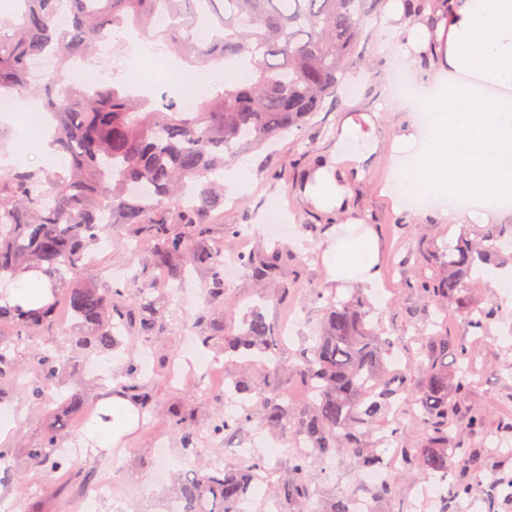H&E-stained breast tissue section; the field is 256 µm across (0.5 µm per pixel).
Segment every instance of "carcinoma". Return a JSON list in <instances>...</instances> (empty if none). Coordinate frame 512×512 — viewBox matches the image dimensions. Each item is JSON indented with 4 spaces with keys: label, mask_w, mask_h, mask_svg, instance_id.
Instances as JSON below:
<instances>
[{
    "label": "carcinoma",
    "mask_w": 512,
    "mask_h": 512,
    "mask_svg": "<svg viewBox=\"0 0 512 512\" xmlns=\"http://www.w3.org/2000/svg\"><path fill=\"white\" fill-rule=\"evenodd\" d=\"M383 0H15V9L0 16V99L32 96L50 117L51 146L67 158L60 170L16 168L0 174V279H16L35 270L55 288L42 307H0L20 335L61 326L58 301L85 325V336L63 343L74 352L102 354L113 349L120 330H134L146 347L167 329L157 306L152 267L165 271V283L181 282L191 266L209 270L206 304H224V263L219 249L205 240L212 212L224 204V164L254 148L299 130L328 100L345 88L346 71L364 61L359 44L365 19ZM173 24L155 27L159 14ZM205 26L211 38L197 43L192 31ZM130 27L168 46L191 66L208 61H235L247 71L243 81L226 82L192 111L174 100L154 106L136 98L124 83L101 81L89 74L81 81L71 71L97 58L102 45ZM49 56L56 71L43 83L29 80L31 62ZM178 202L177 210L165 216ZM110 224H129L138 241L151 248V266L141 271L135 288L102 289L80 279L85 256ZM512 245V225L498 224L481 241H460L443 263V273L407 284L440 314L472 284L477 263ZM238 263L259 282L279 277L288 253L275 243L264 250L237 255ZM499 319L498 308L469 310L467 327L479 330ZM204 347L224 344V352L254 357L264 386L251 388L230 379L246 402L243 410H219L211 418L212 435L232 438L259 419L272 433L301 443L291 455V474L280 487V512H310L315 475L310 460L331 459L344 448L364 469L385 470L397 462L448 477V499L471 496L490 458L467 448L457 420L466 413L465 432L485 431L488 413L463 407L470 389L473 361L464 346L439 331L423 335L416 353L421 381L410 411L426 431L415 448L393 432L391 458L369 439L368 428L389 409L405 401L404 375L390 376L387 366L394 342L373 324L362 301L329 302L314 345L301 351L296 373L313 400L298 406L275 389L282 369L277 352L281 336L259 310L234 332L207 322L197 330ZM70 359L48 351L35 354L36 379L27 387L32 405L49 403ZM10 343L0 339L1 383L14 377ZM118 396L147 409L152 394L140 363L129 360L118 383ZM185 455L196 452L195 429L179 413L168 418ZM60 438L50 428L25 454L26 464L60 472L69 460L58 453ZM265 472L255 454L238 468L209 466L171 478L166 500L185 512H239L254 481Z\"/></svg>",
    "instance_id": "1"
}]
</instances>
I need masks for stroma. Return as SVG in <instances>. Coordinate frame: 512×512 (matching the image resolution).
<instances>
[{"label":"stroma","mask_w":512,"mask_h":512,"mask_svg":"<svg viewBox=\"0 0 512 512\" xmlns=\"http://www.w3.org/2000/svg\"><path fill=\"white\" fill-rule=\"evenodd\" d=\"M379 22V17L367 18L359 46L371 59V66L350 67L345 77L348 88L340 93L335 108L318 113L303 131L288 135L272 148L245 154V161L251 164L252 187L234 202L225 204L211 224V241L215 244L223 243L225 225L252 227L248 240L237 239L231 245L232 251L247 252L268 241L267 232L257 230L256 224L269 204L277 203L279 224L286 226L298 241L297 246L288 250L284 281L291 285L289 294H282L275 281L258 287L250 274L244 272L227 286L230 305L212 311L211 317L233 327L241 323L251 307L260 306L268 320L285 329L281 355L292 363L300 349L309 345L328 301H348L357 295L354 285L339 289L329 282L321 244L336 218L309 206L301 188L313 158L334 147L342 119L353 114L369 115L379 135L380 148L368 162L364 178L354 186L352 209L363 223L372 226L377 236L383 279L378 294L379 321L402 353L401 361L394 368L407 375L409 384H416L418 373L413 356L419 336L429 332L433 319H440L442 332L463 339L473 360L466 402L486 407L493 413L486 433L466 437L465 442L491 454L497 465L482 474L472 499L452 504L449 512H512V497L493 495L494 488L512 482V436L498 434L500 417L512 413V292H505L500 282L477 273L476 284L464 292L462 302L452 303L447 314L438 317L410 287L412 281L432 276L435 270L432 255H447L461 237H477L485 226L477 220L468 224L440 223L436 218L420 215L418 209L408 206L390 191L391 142L399 127L407 122L408 111L402 99L391 94L397 65L378 39ZM109 232L111 249L98 254L82 272L83 281L101 288L114 286L110 271L122 270L136 276L149 258L148 247L135 241L130 226L113 224ZM208 282L207 270L196 267L189 270L186 279L187 286L195 291V300L179 304L168 290L156 294L168 328L153 346L152 369L147 375L156 399L153 411L137 417L133 428L115 438L113 448L100 451L90 459L71 460L69 471L47 474L26 466L8 470L0 467V501L11 504L13 512H75L82 487L69 474L86 471L91 482L113 489L112 495L98 500L97 512H114L112 497L116 494L123 499L124 512H153L160 491L154 474L156 446L161 442L169 446L171 470L175 473L189 471L203 460L223 467L244 464L245 457L238 451L235 440L221 443L210 434L215 405L212 395L222 377L253 381L256 373L247 371L244 359L237 358L225 363L223 375L186 384L178 380L184 356L183 331L194 325L200 315ZM315 288L323 291V299L312 297ZM490 302L499 308L500 320L484 331L464 333L462 323L466 311ZM60 388L63 395L80 396L81 411L66 413L52 404L33 408L22 387L13 386L10 400L16 408V417L9 445L17 453L38 444L50 427L59 430L63 441L81 440L93 425L99 406L112 393L111 387L103 385L81 364L63 373ZM177 405L192 413L198 455L187 456L181 452L178 439L166 422L169 408ZM245 435L255 439L258 446L271 449L265 457L270 472L269 479L263 482L265 499L255 502L253 507V512H264L265 503L275 500L278 482L288 476L293 445L271 435L257 422L246 429ZM335 460L339 468L335 477L325 475L323 460L312 462L313 471L320 475L314 486L315 504L349 495L354 487L355 477L361 470L358 460L346 451L338 453ZM391 479L397 487L396 494L374 499L373 512H438L436 505L422 496L423 489L432 483V476L419 470L405 472L396 466Z\"/></svg>","instance_id":"35a3bbf8"}]
</instances>
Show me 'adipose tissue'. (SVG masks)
<instances>
[{"label":"adipose tissue","mask_w":512,"mask_h":512,"mask_svg":"<svg viewBox=\"0 0 512 512\" xmlns=\"http://www.w3.org/2000/svg\"><path fill=\"white\" fill-rule=\"evenodd\" d=\"M380 34L394 41L405 67L432 60L433 76L415 84L411 118L394 137L395 156L415 164L395 168L400 192L426 197L423 213L443 223L465 224L474 214L494 221L512 201V0H439L435 19L390 0ZM372 121L347 116L334 148L318 156L305 175L303 195L326 214H350L353 187L379 150ZM457 197L476 210H445ZM330 278L379 288L378 241L372 228L356 237L333 233L322 244Z\"/></svg>","instance_id":"adipose-tissue-1"}]
</instances>
